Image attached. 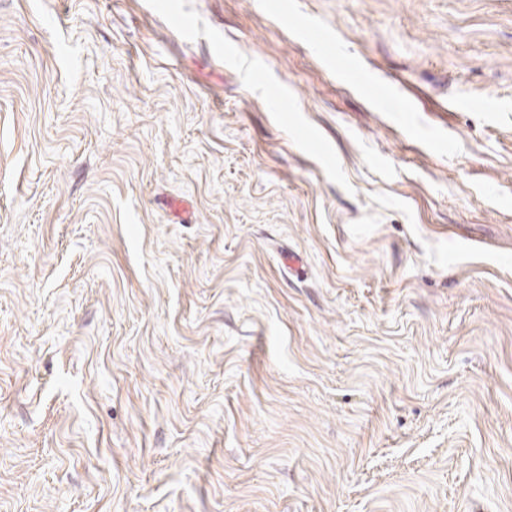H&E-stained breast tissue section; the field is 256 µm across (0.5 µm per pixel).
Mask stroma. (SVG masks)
Segmentation results:
<instances>
[{
    "instance_id": "35a3bbf8",
    "label": "stroma",
    "mask_w": 512,
    "mask_h": 512,
    "mask_svg": "<svg viewBox=\"0 0 512 512\" xmlns=\"http://www.w3.org/2000/svg\"><path fill=\"white\" fill-rule=\"evenodd\" d=\"M0 512H512V0H0Z\"/></svg>"
}]
</instances>
